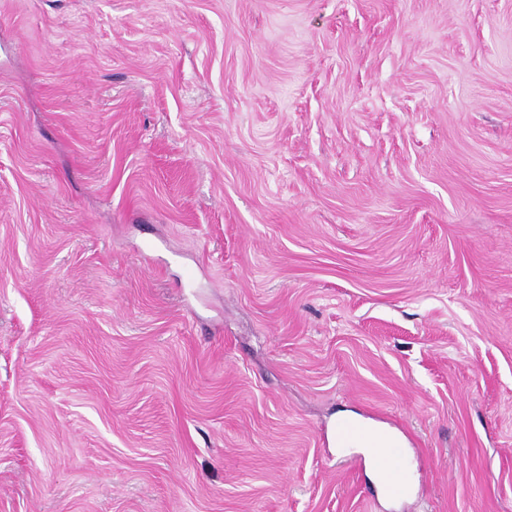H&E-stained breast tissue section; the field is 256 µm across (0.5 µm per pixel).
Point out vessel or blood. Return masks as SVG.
I'll return each mask as SVG.
<instances>
[{
    "label": "vessel or blood",
    "mask_w": 512,
    "mask_h": 512,
    "mask_svg": "<svg viewBox=\"0 0 512 512\" xmlns=\"http://www.w3.org/2000/svg\"><path fill=\"white\" fill-rule=\"evenodd\" d=\"M356 440L367 444L373 465L380 477L381 489L394 499L407 497L408 473L401 447L372 443L366 429L351 421H345L336 426L337 447H350Z\"/></svg>",
    "instance_id": "obj_1"
}]
</instances>
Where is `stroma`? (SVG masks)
<instances>
[{
    "label": "stroma",
    "instance_id": "35a3bbf8",
    "mask_svg": "<svg viewBox=\"0 0 512 512\" xmlns=\"http://www.w3.org/2000/svg\"><path fill=\"white\" fill-rule=\"evenodd\" d=\"M0 512H512V0H0ZM355 440L368 447L370 458L380 477V488L391 498L407 497L408 473L401 447L373 443L366 429L352 421L336 425V448H348Z\"/></svg>",
    "mask_w": 512,
    "mask_h": 512
}]
</instances>
